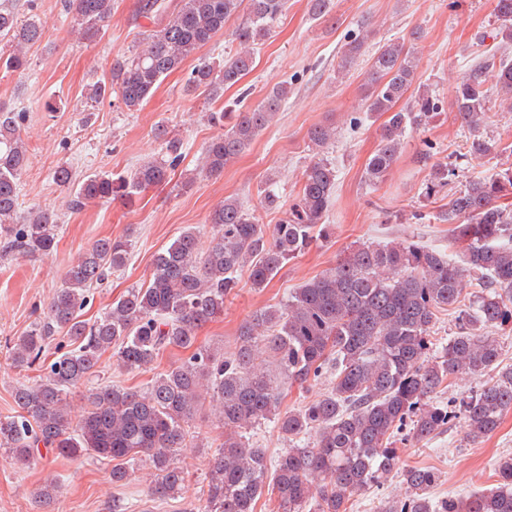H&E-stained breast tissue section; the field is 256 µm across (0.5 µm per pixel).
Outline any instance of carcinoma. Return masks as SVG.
Listing matches in <instances>:
<instances>
[{
	"label": "carcinoma",
	"instance_id": "obj_1",
	"mask_svg": "<svg viewBox=\"0 0 512 512\" xmlns=\"http://www.w3.org/2000/svg\"><path fill=\"white\" fill-rule=\"evenodd\" d=\"M36 6V0H0V41L10 47L0 56V67L7 72L25 71L29 49L42 38ZM285 6L286 0H178L173 7L168 0H138L137 15L159 16L163 23L144 35L138 51L114 59L109 80L90 86L88 98L100 103L115 96L135 112L189 58L193 64L184 90L219 97L250 72L254 49L275 32ZM307 6L312 18H331L333 0H308ZM113 8L114 0H71L80 38H102ZM495 11L501 42L512 43V0H496ZM233 17L237 26L231 36L240 50L222 63L200 54ZM364 46L360 35L348 41L337 73L352 67ZM368 72L367 111L388 115L365 169V181L376 186L397 161L408 130L427 125L444 104L425 88L407 107L395 109L416 73L414 52L403 41L371 54ZM502 92L512 94V55L505 50L475 62L455 88L453 107L461 125L473 132L474 159L507 151L480 133L489 120L490 98ZM290 94L284 82L255 106L209 113L208 121L224 132L205 147L199 172L219 174L234 163L273 123ZM26 112L0 105V251L34 257L54 250L56 219L37 209L18 215ZM158 135L165 137V157L125 175L99 172L76 182L70 167H58L54 179L69 189L70 208L129 200L162 182L167 170L180 165L182 143L165 127ZM335 137L331 125L308 132L317 151ZM451 176L448 165H433L427 194ZM335 184L331 163L314 158L296 201L269 234L237 199H224L210 215L215 236L207 250H201L195 230H185L154 255L148 285L126 289L90 323L81 318L90 290L126 264L131 247L123 237L97 239L70 264L65 286L46 312L13 343L12 362L25 371L58 335L74 348L55 357L39 380L14 388L17 414L0 419V450L26 466L45 459L44 449L63 457L110 458L116 461L114 483L125 482L133 465L146 458L154 469L153 494L164 500L182 490L185 476L174 458L187 447V427L208 400L216 407L224 441L205 473L203 512H256L266 490L275 496L278 512H347L354 496L395 476L404 496L388 499L382 512H512V454L496 462V487L439 501L430 496L439 475L398 467L396 448L406 428L412 438L429 440L458 419L464 420L467 439L477 443L512 411V366L499 367L501 346L486 333L490 327L512 328V209L501 204L512 197V164L469 181L441 214L453 225L451 241L463 250L461 260L408 240L356 245L294 289L282 307L260 309L241 324L231 356L198 344V329L236 294L240 272L249 273L253 287L263 288L289 260L330 237L323 219ZM471 283L479 291L465 303L461 296ZM451 309L459 332L432 356L437 314ZM167 348L190 354L153 376L142 391L93 384L109 349L119 368L147 372ZM489 371L491 380L468 395L436 400L450 380ZM324 379L330 387L317 399L281 410L289 387ZM80 386L88 388L89 409L75 421L67 395ZM266 421L288 440L273 462L245 441L247 429Z\"/></svg>",
	"mask_w": 512,
	"mask_h": 512
}]
</instances>
